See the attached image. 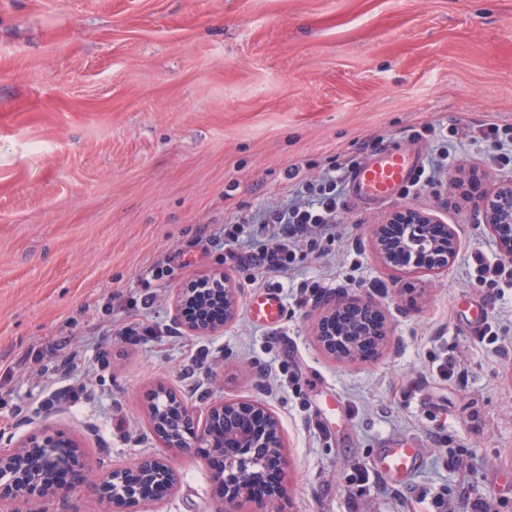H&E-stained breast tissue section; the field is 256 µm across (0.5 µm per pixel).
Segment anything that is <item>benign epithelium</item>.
I'll return each instance as SVG.
<instances>
[{
	"label": "benign epithelium",
	"instance_id": "benign-epithelium-1",
	"mask_svg": "<svg viewBox=\"0 0 512 512\" xmlns=\"http://www.w3.org/2000/svg\"><path fill=\"white\" fill-rule=\"evenodd\" d=\"M483 213L493 236L512 239V176L502 179L495 194L484 201ZM389 222L409 225L410 233L394 249L378 241L385 261L395 262V250L404 249L429 253L430 270L448 265L456 249L452 228H447L444 241L432 242L426 238L425 229L437 219L411 208L394 211ZM212 279L215 285L207 292L182 290L177 305L189 299L200 304L220 300L227 325L238 313L241 288L225 274ZM370 308L368 303L355 304L343 297L330 300L317 333L324 348L344 357L358 354L361 340L348 334L331 336L329 325L346 314ZM149 415L168 450L179 453L193 449L211 460L214 477L224 487V512H244L243 506L252 502L257 505L255 512H269L270 506L282 497L283 486L279 482L269 487L265 498L258 502L249 492L252 482L261 479L269 466L282 471L288 465L278 419L262 404L224 401L210 408L202 427L189 430L185 429L189 414L176 413L170 403L161 399L149 407ZM63 468L75 472L79 482L94 487L102 498L116 505L136 504L144 499L147 487L170 490L178 481L177 471L165 457L144 459L108 474L95 473L69 436L43 427L30 433L20 446L0 448V512H20L17 505L36 503L62 491L58 474Z\"/></svg>",
	"mask_w": 512,
	"mask_h": 512
}]
</instances>
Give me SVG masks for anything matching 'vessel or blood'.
<instances>
[{
    "mask_svg": "<svg viewBox=\"0 0 512 512\" xmlns=\"http://www.w3.org/2000/svg\"><path fill=\"white\" fill-rule=\"evenodd\" d=\"M420 168L417 148L403 147L383 152L366 160L355 169L349 183L356 199L373 202L391 198L399 190L415 180ZM253 319L265 324L277 323L281 308L277 295H266L250 307ZM421 451L417 448H383L377 460L379 472L394 481L408 480L420 467Z\"/></svg>",
    "mask_w": 512,
    "mask_h": 512,
    "instance_id": "1",
    "label": "vessel or blood"
}]
</instances>
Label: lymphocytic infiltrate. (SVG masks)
Segmentation results:
<instances>
[{"label":"lymphocytic infiltrate","instance_id":"lymphocytic-infiltrate-1","mask_svg":"<svg viewBox=\"0 0 512 512\" xmlns=\"http://www.w3.org/2000/svg\"><path fill=\"white\" fill-rule=\"evenodd\" d=\"M413 137L438 146L437 156L407 189L408 194L415 196L438 184L453 158L443 128L429 125L424 131L414 132ZM286 177L293 187L284 205L259 217L228 215L223 228L211 238L215 244L240 246L249 265L263 277L281 276L292 270L297 252L331 236L346 207L342 191L347 174L341 168H332L322 178L311 179L293 167L287 170Z\"/></svg>","mask_w":512,"mask_h":512}]
</instances>
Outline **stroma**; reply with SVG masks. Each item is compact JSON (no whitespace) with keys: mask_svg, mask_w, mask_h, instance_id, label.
Instances as JSON below:
<instances>
[{"mask_svg":"<svg viewBox=\"0 0 512 512\" xmlns=\"http://www.w3.org/2000/svg\"><path fill=\"white\" fill-rule=\"evenodd\" d=\"M489 122L512 124V0H0V448L46 425L98 473L162 455L165 387L197 426L228 400L278 417L282 512H462L466 492L512 512V288L468 265L505 252L482 202L512 165L466 134ZM427 124L458 130L441 184L348 204L288 274L209 243L225 215L283 204L288 168L319 178ZM401 207L454 229L447 268L382 260L373 229ZM217 273L238 316L191 334L177 296ZM270 290L276 326L248 314ZM330 295L373 304V358L318 341ZM480 307L497 341L469 331ZM134 322L154 335L125 342ZM390 440L424 451L406 482L374 467ZM173 463L146 512H219L209 462ZM24 512L114 508L75 484Z\"/></svg>","mask_w":512,"mask_h":512,"instance_id":"1","label":"stroma"}]
</instances>
